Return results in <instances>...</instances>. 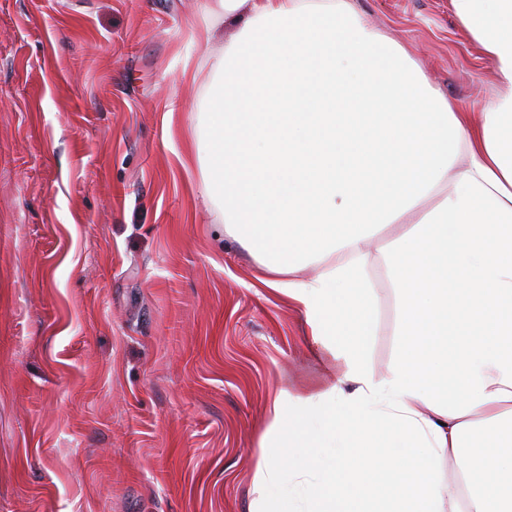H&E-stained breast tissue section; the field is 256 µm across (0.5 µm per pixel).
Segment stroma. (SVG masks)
I'll return each instance as SVG.
<instances>
[{"instance_id":"obj_1","label":"stroma","mask_w":512,"mask_h":512,"mask_svg":"<svg viewBox=\"0 0 512 512\" xmlns=\"http://www.w3.org/2000/svg\"><path fill=\"white\" fill-rule=\"evenodd\" d=\"M462 105L494 67L451 0H349ZM209 0H0V512H251L267 407L335 375L178 156L208 109ZM175 114H167L169 102ZM369 359L396 355V293Z\"/></svg>"}]
</instances>
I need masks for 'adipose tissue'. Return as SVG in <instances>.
<instances>
[{"label": "adipose tissue", "instance_id": "obj_1", "mask_svg": "<svg viewBox=\"0 0 512 512\" xmlns=\"http://www.w3.org/2000/svg\"><path fill=\"white\" fill-rule=\"evenodd\" d=\"M451 5L499 81L477 112L348 0L208 10L239 35L201 61L209 110L180 162L340 368L318 393L269 403L254 512H290L270 448L312 477L308 512H512V0ZM387 224L403 227L386 255L400 326L379 373L367 243Z\"/></svg>", "mask_w": 512, "mask_h": 512}]
</instances>
